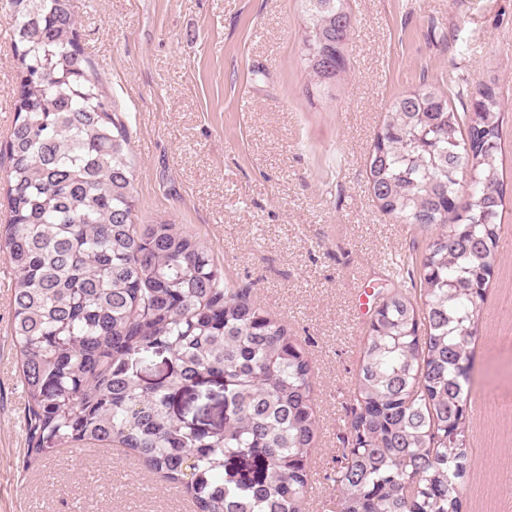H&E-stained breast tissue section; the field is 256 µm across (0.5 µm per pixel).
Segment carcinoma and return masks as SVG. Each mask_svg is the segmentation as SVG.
Segmentation results:
<instances>
[{"label": "carcinoma", "mask_w": 512, "mask_h": 512, "mask_svg": "<svg viewBox=\"0 0 512 512\" xmlns=\"http://www.w3.org/2000/svg\"><path fill=\"white\" fill-rule=\"evenodd\" d=\"M75 0H10L17 97L8 144L11 339L20 354L34 468L66 445L122 446L190 493L195 512H301L319 429L312 366L288 327L165 221L135 224L129 131L78 42ZM302 57L323 93L346 67L348 0H300ZM500 101L478 91L467 133L421 86L385 112L368 157L379 208L432 232L423 306L380 294L364 342L346 447L327 476L337 512H460L470 346L499 246ZM164 356L152 384L139 371ZM221 380L220 422H178L172 399ZM264 472L228 463L245 452Z\"/></svg>", "instance_id": "cac0c4a2"}]
</instances>
